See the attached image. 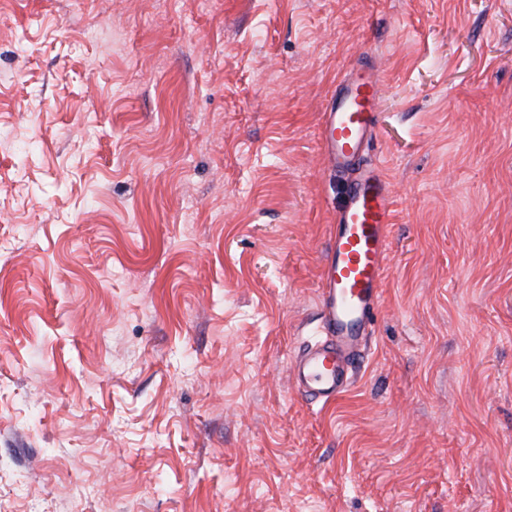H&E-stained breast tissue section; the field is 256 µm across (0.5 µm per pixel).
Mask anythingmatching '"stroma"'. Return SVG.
Instances as JSON below:
<instances>
[{
    "instance_id": "1",
    "label": "stroma",
    "mask_w": 512,
    "mask_h": 512,
    "mask_svg": "<svg viewBox=\"0 0 512 512\" xmlns=\"http://www.w3.org/2000/svg\"><path fill=\"white\" fill-rule=\"evenodd\" d=\"M364 66L393 220L324 405ZM0 512H512V0H0ZM380 102L378 76L366 67L342 83L322 113L328 169L351 179L321 278L325 339L300 350L293 366L297 392L315 402L337 400L352 385L369 338V315L382 300L392 193L376 169L363 164Z\"/></svg>"
}]
</instances>
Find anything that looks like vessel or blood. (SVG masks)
Returning <instances> with one entry per match:
<instances>
[{
	"label": "vessel or blood",
	"mask_w": 512,
	"mask_h": 512,
	"mask_svg": "<svg viewBox=\"0 0 512 512\" xmlns=\"http://www.w3.org/2000/svg\"><path fill=\"white\" fill-rule=\"evenodd\" d=\"M380 102L378 76L366 67L342 83L322 114L328 168L349 175L350 185L323 266V339L300 350L293 366L297 392L315 402L337 400L352 385L368 342L369 315L382 300L392 193L363 162Z\"/></svg>",
	"instance_id": "vessel-or-blood-1"
}]
</instances>
